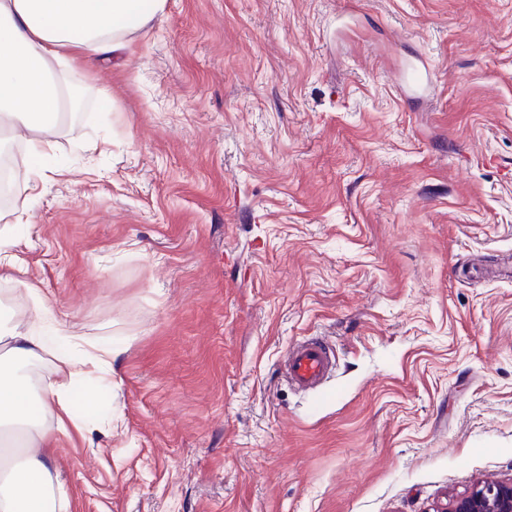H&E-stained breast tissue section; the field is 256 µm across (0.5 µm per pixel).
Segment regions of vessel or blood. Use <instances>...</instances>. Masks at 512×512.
I'll return each mask as SVG.
<instances>
[{
	"label": "vessel or blood",
	"mask_w": 512,
	"mask_h": 512,
	"mask_svg": "<svg viewBox=\"0 0 512 512\" xmlns=\"http://www.w3.org/2000/svg\"><path fill=\"white\" fill-rule=\"evenodd\" d=\"M335 363L333 349L320 338L298 341L284 356L288 382L300 391L319 389L333 372Z\"/></svg>",
	"instance_id": "obj_1"
}]
</instances>
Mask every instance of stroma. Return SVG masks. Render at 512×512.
<instances>
[{
	"label": "stroma",
	"instance_id": "35a3bbf8",
	"mask_svg": "<svg viewBox=\"0 0 512 512\" xmlns=\"http://www.w3.org/2000/svg\"><path fill=\"white\" fill-rule=\"evenodd\" d=\"M67 80L80 133L0 208V290L118 350L50 458L69 512H432L512 478V0H167ZM316 336L336 371L300 393ZM336 356L321 338L292 344L284 356L288 383L300 391L319 389L334 370Z\"/></svg>",
	"mask_w": 512,
	"mask_h": 512
}]
</instances>
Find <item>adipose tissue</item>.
I'll return each instance as SVG.
<instances>
[{"instance_id":"adipose-tissue-1","label":"adipose tissue","mask_w":512,"mask_h":512,"mask_svg":"<svg viewBox=\"0 0 512 512\" xmlns=\"http://www.w3.org/2000/svg\"><path fill=\"white\" fill-rule=\"evenodd\" d=\"M166 0H0V125L25 137L31 154L48 158L63 125L58 71H84L93 62L116 57L137 34L162 16ZM74 334L50 321L47 331L31 329L16 314L0 316V512H67L62 484L53 482L50 452L67 428L83 430L85 420L68 405L70 381L85 365L110 369L118 354L109 346L86 352L78 363L68 347ZM53 360L64 380L39 393L17 363ZM37 401L52 423L31 415Z\"/></svg>"}]
</instances>
